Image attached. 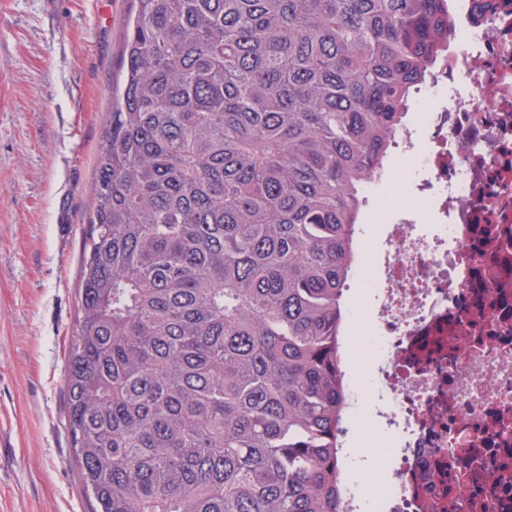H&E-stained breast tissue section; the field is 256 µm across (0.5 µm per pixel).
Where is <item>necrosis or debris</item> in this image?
Listing matches in <instances>:
<instances>
[{
  "instance_id": "necrosis-or-debris-1",
  "label": "necrosis or debris",
  "mask_w": 512,
  "mask_h": 512,
  "mask_svg": "<svg viewBox=\"0 0 512 512\" xmlns=\"http://www.w3.org/2000/svg\"><path fill=\"white\" fill-rule=\"evenodd\" d=\"M450 22L467 37L422 92L443 101L395 152L425 178L397 185L385 244L360 229L377 307L342 330L346 419L367 402L354 370L388 395L366 438L388 461L380 512H512V0Z\"/></svg>"
}]
</instances>
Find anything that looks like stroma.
<instances>
[{
    "label": "stroma",
    "mask_w": 512,
    "mask_h": 512,
    "mask_svg": "<svg viewBox=\"0 0 512 512\" xmlns=\"http://www.w3.org/2000/svg\"><path fill=\"white\" fill-rule=\"evenodd\" d=\"M131 0H0V512H92L67 428L98 146Z\"/></svg>",
    "instance_id": "obj_1"
}]
</instances>
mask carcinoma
Returning a JSON list of instances; mask_svg holds the SVG:
<instances>
[{
    "mask_svg": "<svg viewBox=\"0 0 512 512\" xmlns=\"http://www.w3.org/2000/svg\"><path fill=\"white\" fill-rule=\"evenodd\" d=\"M68 428L93 512H343L365 188L450 0H132Z\"/></svg>",
    "mask_w": 512,
    "mask_h": 512,
    "instance_id": "cac0c4a2",
    "label": "carcinoma"
}]
</instances>
